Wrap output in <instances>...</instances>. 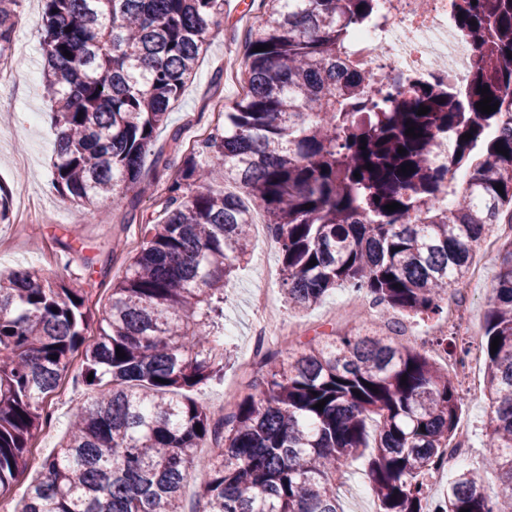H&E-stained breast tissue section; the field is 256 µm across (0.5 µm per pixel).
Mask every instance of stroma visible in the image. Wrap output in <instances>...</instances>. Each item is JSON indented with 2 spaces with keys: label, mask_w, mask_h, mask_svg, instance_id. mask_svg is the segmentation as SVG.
<instances>
[{
  "label": "stroma",
  "mask_w": 512,
  "mask_h": 512,
  "mask_svg": "<svg viewBox=\"0 0 512 512\" xmlns=\"http://www.w3.org/2000/svg\"><path fill=\"white\" fill-rule=\"evenodd\" d=\"M19 11L20 28L28 32L29 41L21 52L13 53L11 82L7 88H0V185L13 189L14 205L33 201L44 217L31 224H0V270L34 267L49 277L64 279L69 288L81 292L101 278L112 281L123 276L142 238L139 214L160 211L162 185L155 182L153 170H145L143 182L133 192L134 206L115 208L106 202L96 210L85 209L53 189L50 160L56 132L49 118L50 104L41 85L45 64L40 47L42 2L21 0ZM262 13L260 0H224L223 37L209 45L194 80L170 112L166 127L157 133L156 146L166 149L171 169H178L181 164L180 155L167 149L172 132L181 131L184 142L189 145L204 140L216 126L215 104L229 105L243 96L245 84L241 76L227 73L225 62L229 59L243 61L245 38L257 29ZM118 239L123 242V252L112 263L107 276L89 273L81 264L66 261L69 249L96 257ZM482 263V280L468 281L460 291L465 301L463 334L423 337L419 334L423 320L407 318L403 321L404 332L398 338L399 343L424 346L429 355L438 360L448 345L465 346L466 333L482 332L501 257L495 253L484 257ZM265 266L280 269L278 246L256 244L251 262L236 271L226 289L228 305L224 323L230 330L239 363L225 372L223 380L199 386L191 393L192 398L206 405L211 415L223 413L228 385H236L241 392L247 389L241 365L253 357L254 316L250 299L255 289H266L272 295L279 314L286 321L300 325L303 339L353 327L352 322L332 317L336 306L346 297V289L335 290L320 304L297 313L284 304L280 280L262 278L261 269ZM90 395V390L75 381L64 398L54 401L51 423L35 438L40 456H48L59 447L67 435L71 406L87 401ZM460 422L470 431L467 465L479 466L488 455L487 401L466 400Z\"/></svg>",
  "instance_id": "obj_1"
}]
</instances>
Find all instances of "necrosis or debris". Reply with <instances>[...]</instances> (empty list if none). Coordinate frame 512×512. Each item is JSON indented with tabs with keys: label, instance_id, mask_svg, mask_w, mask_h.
Returning <instances> with one entry per match:
<instances>
[{
	"label": "necrosis or debris",
	"instance_id": "4bbe7bcc",
	"mask_svg": "<svg viewBox=\"0 0 512 512\" xmlns=\"http://www.w3.org/2000/svg\"><path fill=\"white\" fill-rule=\"evenodd\" d=\"M379 22L358 29L352 51L374 81L411 80L437 88L462 87L474 51L461 40L448 0H377Z\"/></svg>",
	"mask_w": 512,
	"mask_h": 512
}]
</instances>
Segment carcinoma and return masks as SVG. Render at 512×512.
<instances>
[{"mask_svg":"<svg viewBox=\"0 0 512 512\" xmlns=\"http://www.w3.org/2000/svg\"><path fill=\"white\" fill-rule=\"evenodd\" d=\"M19 2L0 0V61L11 57ZM43 5L53 187L83 207L103 199L120 207L141 183L145 158L159 166L156 132L208 43L223 35L224 0ZM261 5L244 97L224 106V126L200 144L185 148L172 133L181 167L163 182L161 217L142 216L140 247L104 309L93 311L92 292L37 269L0 272V497L25 477L32 440L78 356L79 381L108 389L71 407L67 438L27 484L22 512H185L190 480L191 512H343L336 475L368 447L379 512H512L511 236L482 335L485 466L506 485L507 510L476 469L457 473L436 500L418 481L438 470L464 396L426 351L385 332L323 336L285 359L258 344L256 393L235 397L218 420L188 396L235 364L224 289L252 249L251 211L240 194L203 188L209 168L224 169L264 210L282 253L284 302L298 311L349 288L384 306V318L438 315L482 242L512 224V0H454L458 33L476 52L461 99L401 81L370 84L350 40L374 18V0ZM258 45L267 49L253 51ZM480 86L498 110H477ZM421 106L430 111L418 114ZM440 135L452 142L446 169L431 161ZM458 170L465 180H449ZM12 198L0 185L1 224ZM391 202L401 208L385 210ZM323 399V410L314 408ZM206 442L217 452L201 458L196 448Z\"/></svg>","mask_w":512,"mask_h":512,"instance_id":"1","label":"carcinoma"}]
</instances>
